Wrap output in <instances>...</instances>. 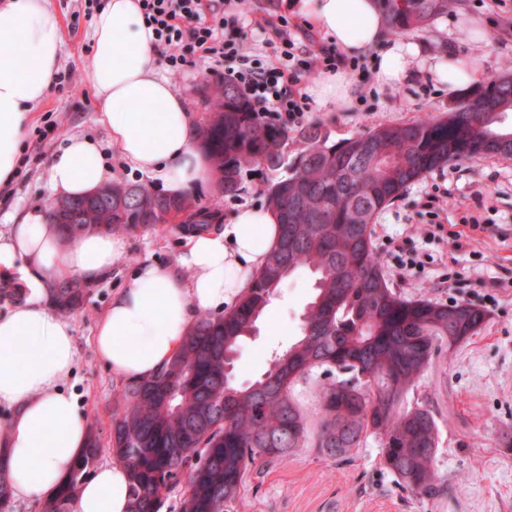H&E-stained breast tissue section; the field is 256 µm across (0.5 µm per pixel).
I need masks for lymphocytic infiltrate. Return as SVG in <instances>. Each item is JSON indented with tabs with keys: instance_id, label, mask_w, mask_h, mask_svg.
<instances>
[{
	"instance_id": "1",
	"label": "lymphocytic infiltrate",
	"mask_w": 512,
	"mask_h": 512,
	"mask_svg": "<svg viewBox=\"0 0 512 512\" xmlns=\"http://www.w3.org/2000/svg\"><path fill=\"white\" fill-rule=\"evenodd\" d=\"M146 21L155 34V46L172 77H180L190 56L224 60L229 74L242 86L252 104L263 112L297 117L309 103L298 90L301 76L335 68L334 54L323 52L311 61L296 57L295 42L287 29H278L282 66L267 67L251 58L220 31L237 27L242 10L225 13L220 0H139Z\"/></svg>"
}]
</instances>
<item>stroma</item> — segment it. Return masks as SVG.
<instances>
[{
    "label": "stroma",
    "instance_id": "35a3bbf8",
    "mask_svg": "<svg viewBox=\"0 0 512 512\" xmlns=\"http://www.w3.org/2000/svg\"><path fill=\"white\" fill-rule=\"evenodd\" d=\"M288 2L276 0L275 9L269 10L264 0H248L244 6L248 20L234 33L243 51L260 56L263 64L278 63L280 54L272 39L276 27L284 23L296 36L299 58L336 52L331 36L288 9ZM47 5L62 21L60 70L68 79L54 86L35 109L17 173L8 187L0 188V216L46 203L50 160L72 136L98 143L109 179L160 190L158 181L133 170L114 152L107 129L94 120L97 96L86 77L93 19L85 13V0H47ZM510 17L512 0H448L446 12L427 27L408 32L407 38L434 52L445 47L462 56L481 53L484 78L490 81L512 75V32L493 25L494 19ZM340 69L350 72L358 96L326 108L311 104L296 120L300 126H322L335 142L429 113L443 117L455 104L447 89L425 71L411 83L391 88L377 84L372 74L350 71L348 64ZM223 75L222 63L201 59L186 66L172 85L184 94L189 111L202 118L206 115L202 89ZM265 185L266 172L258 167L236 197L218 198L210 184L194 195L201 204H217L229 213L243 205L264 204ZM471 214L480 215L486 226L477 233L472 251L458 253L434 243L427 247L434 260L423 271L406 281L395 276L397 254L387 246L386 235L407 224L435 222L452 231ZM372 229L385 277L399 294L444 304L470 302L486 314L477 335L443 347L434 356L410 393L427 404L438 423V492L421 499L402 489L380 465V448L374 442L337 461L300 448L287 462L252 468L242 490L241 512H512V297L493 286L495 278L512 277V158L451 163L431 172L380 211ZM125 240V256L93 284L82 307L69 315L78 354L68 389L96 434L105 461L111 458L112 412L122 385L96 355L92 344L96 324L140 262L172 264L184 243L182 233L165 227L129 234ZM476 268L483 270V281H475ZM452 271L457 277L450 286L445 279ZM312 288L313 278L306 272L282 284L255 335L240 346L236 383L258 378L268 368L269 354L293 343Z\"/></svg>",
    "mask_w": 512,
    "mask_h": 512
}]
</instances>
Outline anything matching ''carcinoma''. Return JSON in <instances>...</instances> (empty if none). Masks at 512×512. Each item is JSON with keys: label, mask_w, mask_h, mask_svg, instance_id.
Wrapping results in <instances>:
<instances>
[{"label": "carcinoma", "mask_w": 512, "mask_h": 512, "mask_svg": "<svg viewBox=\"0 0 512 512\" xmlns=\"http://www.w3.org/2000/svg\"><path fill=\"white\" fill-rule=\"evenodd\" d=\"M388 33L427 25L448 0H378ZM512 112V77L481 85L443 118L378 126L330 142L320 126L290 130L254 111L230 83L205 85L210 104L199 126L198 148L210 164L216 189L234 197L253 167L268 171L265 204L280 218L278 246L237 305L222 315H200L174 358L151 380L123 385L112 417V457L130 469L129 512H239L251 468L286 460L296 448L327 459L352 454L368 439L378 442L380 464L412 493L438 489L435 419L408 394L430 365L443 338L460 343L476 335L484 312L472 303L405 299L382 273L372 242L379 211L414 182L451 162L512 156V129L496 112H481L486 93ZM372 138L376 150L362 147ZM295 154H285L288 145ZM110 201L89 207L68 199L56 219L64 238L92 232L136 233L158 225L190 234L211 223L201 212L222 215L191 194L162 196L146 187L108 182ZM152 219L127 222L128 210ZM314 278L301 313L300 334L274 355L254 382L236 387L227 360L252 334L276 290L298 270ZM51 300L63 313L79 307L87 285L76 277L52 283ZM327 378L315 415L294 387L315 371ZM175 394L165 402L168 392ZM102 448L95 435L42 512H70V504L97 467ZM174 504H168L172 495ZM11 510L9 477L0 465V508Z\"/></svg>", "instance_id": "carcinoma-1"}]
</instances>
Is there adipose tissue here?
<instances>
[{
    "label": "adipose tissue",
    "instance_id": "adipose-tissue-1",
    "mask_svg": "<svg viewBox=\"0 0 512 512\" xmlns=\"http://www.w3.org/2000/svg\"><path fill=\"white\" fill-rule=\"evenodd\" d=\"M304 2L314 24L345 53L378 50L373 72L381 85H404L425 70L454 93L483 74L475 59L431 55L412 41L383 43L377 0ZM152 37L137 0L100 6L87 74L98 95L95 120L131 168L168 192L187 193L212 175L197 149L198 121L161 76ZM61 50V20L46 0H0V185L16 173L33 110L58 76ZM106 180L97 144L72 137L51 160L49 194L55 200L82 197ZM8 220L7 232H0V271L19 272L27 295L0 314V404L12 410L0 424V462L13 499L45 500L89 436L75 395L64 388L77 356L73 326L51 303L47 286L68 276L97 281L124 256L126 242L105 233L63 240L44 206L14 211ZM279 238L274 210L244 207L229 223L188 236L173 264L139 263L96 326L99 359L125 382L154 377L198 313L227 311L247 294ZM129 483L124 463H100L72 512H128Z\"/></svg>",
    "mask_w": 512,
    "mask_h": 512
}]
</instances>
